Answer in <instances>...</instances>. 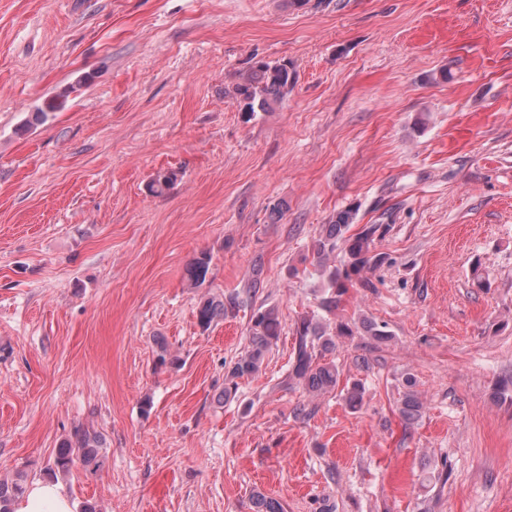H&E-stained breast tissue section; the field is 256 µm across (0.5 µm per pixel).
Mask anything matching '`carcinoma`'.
Wrapping results in <instances>:
<instances>
[{
	"label": "carcinoma",
	"mask_w": 512,
	"mask_h": 512,
	"mask_svg": "<svg viewBox=\"0 0 512 512\" xmlns=\"http://www.w3.org/2000/svg\"><path fill=\"white\" fill-rule=\"evenodd\" d=\"M295 83L294 72L288 65L280 62L257 61L237 79L224 88V95L234 99L243 112L253 117L258 112H268L280 103ZM173 174H158L149 183L148 190L160 196L169 189ZM353 221L352 210H344L336 215L330 224L322 230L312 242V253L316 260L319 276L322 278V297L319 307L322 311L336 312L339 297L348 285L362 280L369 270L375 268L379 258L372 254L374 237L384 235L387 224H367L359 232L350 233ZM211 257L200 253L188 265L187 278L190 285L199 288L207 280ZM238 294L229 296L203 295L196 306V318L199 326L207 329L219 318L241 306ZM363 332L376 343H385L391 339L387 324L364 319L361 321ZM282 332L279 310L275 306L259 305L253 309L249 319V345L229 367L224 380V390L218 395L222 403L237 389V380L252 376L261 369L267 353ZM296 346L293 351L291 381L302 386L311 397H318L333 391L338 385L340 370L336 361L326 359V355L336 351L337 336L353 335L352 326L340 321L335 331L330 333L327 327L314 316H304L295 326ZM405 391L401 400L400 413L408 421L417 419L423 408L419 398L417 379L408 374L403 380ZM364 388L358 381L351 383L345 394L346 405L356 410L363 404ZM104 439L95 430L78 425L70 435L64 438L56 449L54 466L61 475H67L76 464L88 472L94 473L103 465ZM27 475L16 472L11 480L0 479V512H13L14 503L26 490ZM253 512H282L281 504L258 492L252 497Z\"/></svg>",
	"instance_id": "1"
}]
</instances>
